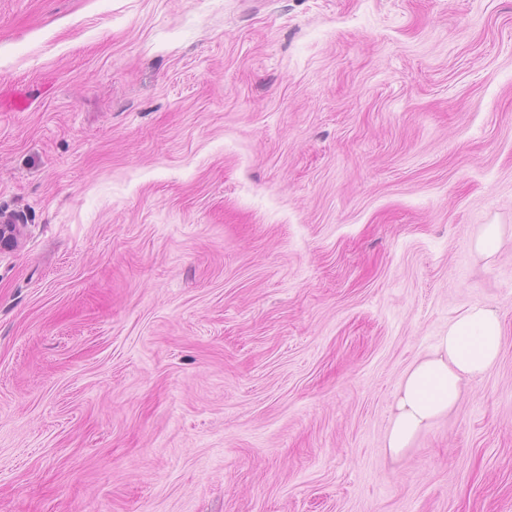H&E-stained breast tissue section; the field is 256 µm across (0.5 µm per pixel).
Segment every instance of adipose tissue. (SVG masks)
Returning a JSON list of instances; mask_svg holds the SVG:
<instances>
[{"label": "adipose tissue", "instance_id": "adipose-tissue-1", "mask_svg": "<svg viewBox=\"0 0 512 512\" xmlns=\"http://www.w3.org/2000/svg\"><path fill=\"white\" fill-rule=\"evenodd\" d=\"M503 340L498 313L470 306L449 322L425 359L406 375L396 396L385 446L399 456L440 416L453 409L464 381L476 380L496 364Z\"/></svg>", "mask_w": 512, "mask_h": 512}]
</instances>
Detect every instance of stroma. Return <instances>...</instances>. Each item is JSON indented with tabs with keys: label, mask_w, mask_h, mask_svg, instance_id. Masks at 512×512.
I'll return each mask as SVG.
<instances>
[{
	"label": "stroma",
	"mask_w": 512,
	"mask_h": 512,
	"mask_svg": "<svg viewBox=\"0 0 512 512\" xmlns=\"http://www.w3.org/2000/svg\"><path fill=\"white\" fill-rule=\"evenodd\" d=\"M1 215L0 512H512V0H0ZM497 224H486L481 229L475 241L476 251L485 254H493L500 246V229ZM502 340L498 313L484 305L474 304L448 323L430 355L407 373L398 391L385 438L392 456L456 406L464 381L480 379L495 366Z\"/></svg>",
	"instance_id": "1"
}]
</instances>
